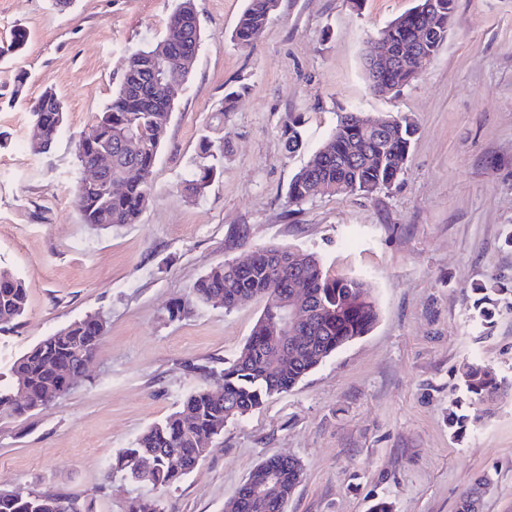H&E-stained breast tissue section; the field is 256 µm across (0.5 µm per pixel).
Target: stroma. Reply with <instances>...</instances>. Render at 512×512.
<instances>
[{"mask_svg":"<svg viewBox=\"0 0 512 512\" xmlns=\"http://www.w3.org/2000/svg\"><path fill=\"white\" fill-rule=\"evenodd\" d=\"M201 44L166 123L136 224H83L75 204L80 135L117 90L126 57L163 36L174 0H0V43L30 35L0 60V267L28 289L25 315L0 332V372L45 336L100 314L106 331L84 377L54 404L0 417V490L90 500L125 512L152 485L112 474L113 460L197 384L192 366L223 368L262 313L167 309L211 267L254 249L319 255L330 275L367 281L379 308L370 333L292 390L228 421L205 459L166 492L167 512H224L250 471L273 455L303 478L287 512H456L481 472L493 483L483 512H512V391L463 434L448 426L458 369L484 364L512 382V295L492 324L474 284L512 280V0H456L448 37L409 85L380 96L364 53L412 0H279L254 48L231 33L246 0H194ZM28 74L13 96L16 71ZM250 90L219 116L226 90ZM52 86L66 123L33 153L29 106ZM408 117L417 133L399 179L369 196H319L290 211L286 190L343 112ZM301 116L291 153L283 122ZM224 143V174L199 199L180 182L202 135ZM246 226L245 242L235 231Z\"/></svg>","mask_w":512,"mask_h":512,"instance_id":"stroma-1","label":"stroma"}]
</instances>
